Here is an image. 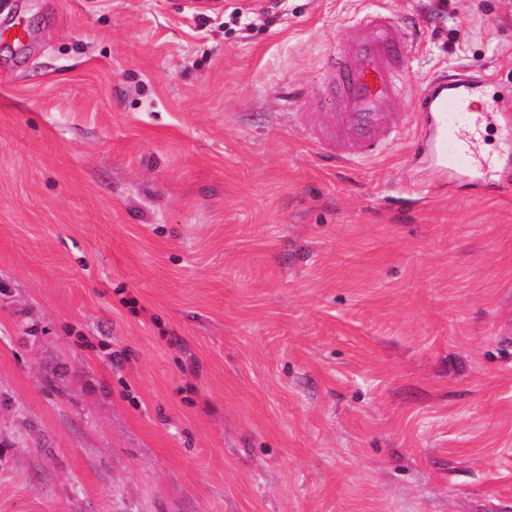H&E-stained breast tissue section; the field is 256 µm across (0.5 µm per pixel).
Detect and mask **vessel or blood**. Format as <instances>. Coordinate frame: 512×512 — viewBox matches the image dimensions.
<instances>
[{
    "mask_svg": "<svg viewBox=\"0 0 512 512\" xmlns=\"http://www.w3.org/2000/svg\"><path fill=\"white\" fill-rule=\"evenodd\" d=\"M412 43L407 28L377 11L340 27L338 46L326 56L317 89L307 101L321 117V139L335 144L337 158L377 156L394 136L403 63ZM482 91L481 83L462 72L435 78L414 99L422 131L411 152L430 161L442 178L492 176L475 151L484 115L474 100Z\"/></svg>",
    "mask_w": 512,
    "mask_h": 512,
    "instance_id": "1",
    "label": "vessel or blood"
}]
</instances>
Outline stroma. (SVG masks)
Returning <instances> with one entry per match:
<instances>
[{
  "mask_svg": "<svg viewBox=\"0 0 512 512\" xmlns=\"http://www.w3.org/2000/svg\"><path fill=\"white\" fill-rule=\"evenodd\" d=\"M261 2L0 0V512H512V197L409 149L441 70L512 109V0ZM370 9L420 34L342 162ZM412 33L392 17L369 11L338 31V46L307 100L321 115L322 140L342 160L379 155L396 133L393 115L403 92Z\"/></svg>",
  "mask_w": 512,
  "mask_h": 512,
  "instance_id": "35a3bbf8",
  "label": "stroma"
}]
</instances>
